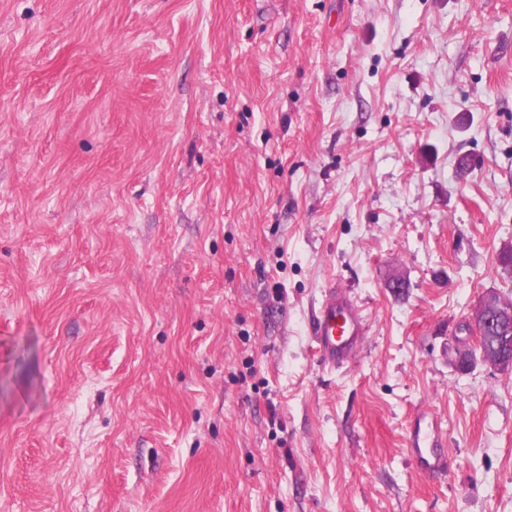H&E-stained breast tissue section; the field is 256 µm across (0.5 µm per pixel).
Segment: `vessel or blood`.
I'll use <instances>...</instances> for the list:
<instances>
[{"label":"vessel or blood","instance_id":"vessel-or-blood-1","mask_svg":"<svg viewBox=\"0 0 512 512\" xmlns=\"http://www.w3.org/2000/svg\"><path fill=\"white\" fill-rule=\"evenodd\" d=\"M311 336L322 361L331 368L341 367L355 357L363 343V318L348 299L329 294L312 323ZM405 452L426 475L437 476L448 471L450 455L444 433L429 412L417 413L410 424Z\"/></svg>","mask_w":512,"mask_h":512}]
</instances>
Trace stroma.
<instances>
[{
  "label": "stroma",
  "instance_id": "1",
  "mask_svg": "<svg viewBox=\"0 0 512 512\" xmlns=\"http://www.w3.org/2000/svg\"><path fill=\"white\" fill-rule=\"evenodd\" d=\"M510 242L512 0H0V512H512ZM312 341L322 361L338 368L351 361L364 339L363 318L349 301L331 291L311 326ZM507 321H512V304L501 298L494 291L483 294L474 304L471 310V325L479 336V344L477 348L478 359L490 367L500 370H511L512 368V351L511 353L504 350L497 354L483 351L480 347V338L483 336H491L492 338L505 340V346L509 345L511 336H501L508 331ZM405 452L411 462L428 476L448 472L450 454L441 425L428 411L417 413L409 426Z\"/></svg>",
  "mask_w": 512,
  "mask_h": 512
}]
</instances>
